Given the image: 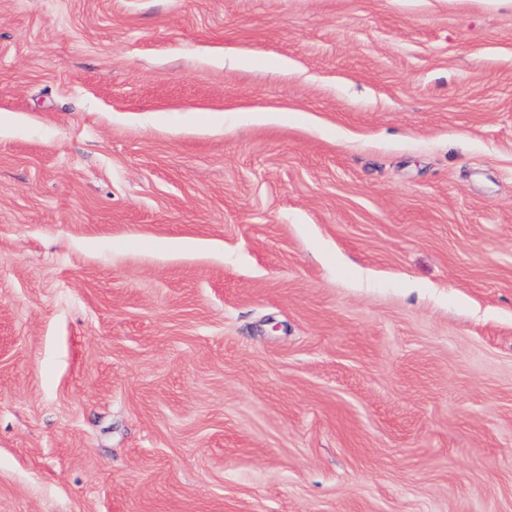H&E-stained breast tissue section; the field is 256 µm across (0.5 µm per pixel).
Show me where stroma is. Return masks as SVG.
<instances>
[{"label": "stroma", "mask_w": 512, "mask_h": 512, "mask_svg": "<svg viewBox=\"0 0 512 512\" xmlns=\"http://www.w3.org/2000/svg\"><path fill=\"white\" fill-rule=\"evenodd\" d=\"M0 512H512V0H0Z\"/></svg>", "instance_id": "obj_1"}]
</instances>
